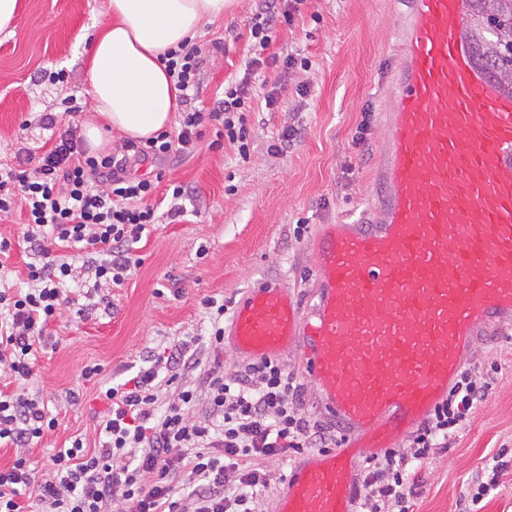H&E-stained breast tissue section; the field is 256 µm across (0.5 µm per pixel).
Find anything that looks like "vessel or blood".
<instances>
[{
  "label": "vessel or blood",
  "instance_id": "vessel-or-blood-1",
  "mask_svg": "<svg viewBox=\"0 0 512 512\" xmlns=\"http://www.w3.org/2000/svg\"><path fill=\"white\" fill-rule=\"evenodd\" d=\"M465 4L408 0L374 218L321 225L308 302L262 282L234 305L236 351L297 349L343 429L271 512H356L357 459L409 437L482 336L512 330V95L477 69Z\"/></svg>",
  "mask_w": 512,
  "mask_h": 512
}]
</instances>
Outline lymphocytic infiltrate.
<instances>
[{
    "mask_svg": "<svg viewBox=\"0 0 512 512\" xmlns=\"http://www.w3.org/2000/svg\"><path fill=\"white\" fill-rule=\"evenodd\" d=\"M309 2L265 0L251 21L250 67L264 65L277 28L292 26ZM202 63L195 45L167 52L166 70L184 99L196 97ZM250 108L243 81L225 87L211 111L184 110L177 132L127 139L120 152L90 156L69 129L32 171L0 168V213L25 208L32 252L28 288L7 287L9 272L0 263V375L16 385L0 390V447L14 451L0 467V512H261L272 480L265 460L338 447L336 435L304 414L302 386L285 363L246 361L226 373L217 362L205 365L184 341L151 353L136 376L100 392L106 408L95 446L71 437L41 475L30 457L57 426L43 399L26 387L37 354L62 309L89 318L87 305L64 290L72 274L69 251L88 254L96 283L122 285L140 263L133 246L155 224L150 199L164 179L160 171L131 175L130 166L193 152L207 123L247 157ZM198 370L200 385L191 379ZM165 385L175 386L177 397L164 406ZM490 388L482 368L462 371L407 447L369 457L359 512H409L420 470L455 438Z\"/></svg>",
    "mask_w": 512,
    "mask_h": 512,
    "instance_id": "lymphocytic-infiltrate-1",
    "label": "lymphocytic infiltrate"
}]
</instances>
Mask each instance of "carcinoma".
<instances>
[{
	"label": "carcinoma",
	"instance_id": "1",
	"mask_svg": "<svg viewBox=\"0 0 512 512\" xmlns=\"http://www.w3.org/2000/svg\"><path fill=\"white\" fill-rule=\"evenodd\" d=\"M467 34L482 68L512 94V0H471Z\"/></svg>",
	"mask_w": 512,
	"mask_h": 512
}]
</instances>
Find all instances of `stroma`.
Returning <instances> with one entry per match:
<instances>
[{
	"mask_svg": "<svg viewBox=\"0 0 512 512\" xmlns=\"http://www.w3.org/2000/svg\"><path fill=\"white\" fill-rule=\"evenodd\" d=\"M23 4L16 33L0 34L2 168L37 163L52 135L42 115L58 114L62 126L91 116L85 36L99 28L108 0ZM260 7V0H233L223 19L204 27L197 40L205 54L199 104L212 106L225 80L242 78L249 22ZM407 9V0H318L276 33L272 61L251 82L247 158L228 143L213 147L209 128L195 153L135 166L138 175L162 168L165 183L190 187L186 214L175 222L161 218L136 243L141 263L123 285L93 294L94 278L81 268L68 281V291H91L94 307L84 322L62 311L27 384L58 419L32 450L39 471L71 436L94 442L96 416L104 409L101 385L135 375L152 350L189 340L206 351L204 297L234 302L250 286L271 281L308 300L315 282L309 244L319 225L360 218L372 193L396 24ZM291 53L306 57L309 70H285L281 60ZM300 83L307 86L302 96ZM271 91L280 97L273 112L264 102ZM69 98L77 112L66 113ZM289 128L293 140L275 152L273 143ZM299 225L304 234L298 238ZM25 231L23 211L0 214V236L14 243L6 260L12 288L26 285ZM473 363H495L499 371L465 428L420 471L414 512H512V334L480 341ZM92 364L101 365V375L82 379ZM477 477L497 485L475 504L468 487Z\"/></svg>",
	"mask_w": 512,
	"mask_h": 512,
	"instance_id": "35a3bbf8",
	"label": "stroma"
}]
</instances>
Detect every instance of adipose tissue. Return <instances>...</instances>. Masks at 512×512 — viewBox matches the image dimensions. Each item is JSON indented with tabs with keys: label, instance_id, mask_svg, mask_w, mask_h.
<instances>
[{
	"label": "adipose tissue",
	"instance_id": "adipose-tissue-1",
	"mask_svg": "<svg viewBox=\"0 0 512 512\" xmlns=\"http://www.w3.org/2000/svg\"><path fill=\"white\" fill-rule=\"evenodd\" d=\"M227 0H109L110 17L89 42L87 90L95 117L81 129L87 152L111 150L105 129L145 139L170 128L181 92L163 56L194 43L224 16Z\"/></svg>",
	"mask_w": 512,
	"mask_h": 512
}]
</instances>
